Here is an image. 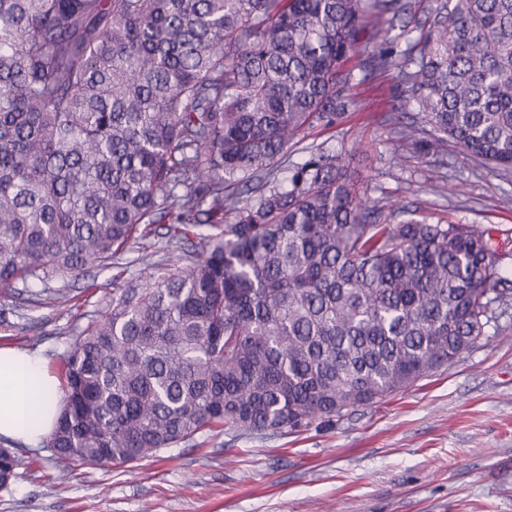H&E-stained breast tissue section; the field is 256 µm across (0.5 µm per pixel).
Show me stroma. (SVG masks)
I'll return each mask as SVG.
<instances>
[{"label":"stroma","mask_w":512,"mask_h":512,"mask_svg":"<svg viewBox=\"0 0 512 512\" xmlns=\"http://www.w3.org/2000/svg\"><path fill=\"white\" fill-rule=\"evenodd\" d=\"M395 71L355 76L353 106L310 130L285 163L310 148L349 157L362 198L382 220L427 218L489 229L512 271V174L472 162L455 144L442 156L394 159L387 113ZM112 269L48 280L71 307H36V282L0 290V346L39 351L58 370L74 336L106 313ZM500 330L459 359L388 398L297 434L204 432L132 468L83 465L60 475L46 445L18 446L0 512H512V310Z\"/></svg>","instance_id":"1"}]
</instances>
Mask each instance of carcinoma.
Listing matches in <instances>:
<instances>
[{"mask_svg":"<svg viewBox=\"0 0 512 512\" xmlns=\"http://www.w3.org/2000/svg\"><path fill=\"white\" fill-rule=\"evenodd\" d=\"M397 69V150L512 172V0H0V287L108 267L151 225L164 271L112 277L62 359L64 475L204 430L300 431L453 363L512 307L490 231L382 222L340 154L269 186ZM224 227L220 236L197 232ZM65 306L62 289L30 291ZM16 452L0 448V489Z\"/></svg>","mask_w":512,"mask_h":512,"instance_id":"1","label":"carcinoma"}]
</instances>
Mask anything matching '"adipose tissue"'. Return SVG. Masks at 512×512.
<instances>
[{"instance_id":"ef3b65f1","label":"adipose tissue","mask_w":512,"mask_h":512,"mask_svg":"<svg viewBox=\"0 0 512 512\" xmlns=\"http://www.w3.org/2000/svg\"><path fill=\"white\" fill-rule=\"evenodd\" d=\"M60 383L38 354L0 347V437L38 445L53 427Z\"/></svg>"}]
</instances>
